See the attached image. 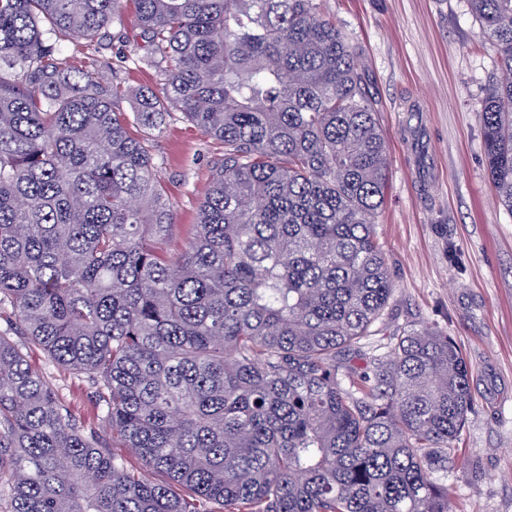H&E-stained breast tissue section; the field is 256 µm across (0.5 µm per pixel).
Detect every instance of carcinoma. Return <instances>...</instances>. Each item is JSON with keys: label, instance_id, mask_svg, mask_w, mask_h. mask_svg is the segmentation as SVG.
<instances>
[{"label": "carcinoma", "instance_id": "cac0c4a2", "mask_svg": "<svg viewBox=\"0 0 512 512\" xmlns=\"http://www.w3.org/2000/svg\"><path fill=\"white\" fill-rule=\"evenodd\" d=\"M135 9L123 90L63 57ZM326 0H0V512H452L437 474L473 399L448 333L379 334L386 141ZM480 114L512 215V0ZM180 111L224 157L179 248L141 132ZM96 384L86 433L13 340ZM153 471L162 479L151 481Z\"/></svg>", "mask_w": 512, "mask_h": 512}]
</instances>
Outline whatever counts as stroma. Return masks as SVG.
I'll return each mask as SVG.
<instances>
[{
	"label": "stroma",
	"instance_id": "1",
	"mask_svg": "<svg viewBox=\"0 0 512 512\" xmlns=\"http://www.w3.org/2000/svg\"><path fill=\"white\" fill-rule=\"evenodd\" d=\"M344 22L378 104L388 149L385 202L376 218L395 280L387 328L448 332L470 367L473 405L445 476L454 512H512V215L495 201L479 120L498 51L469 0H327ZM126 39L95 51L65 41L71 67L98 65L125 90L130 110L157 74L137 60L133 9ZM157 176L173 206L175 238L196 223L224 147L172 110L149 132ZM86 430L105 433L95 385L40 350L29 352Z\"/></svg>",
	"mask_w": 512,
	"mask_h": 512
}]
</instances>
